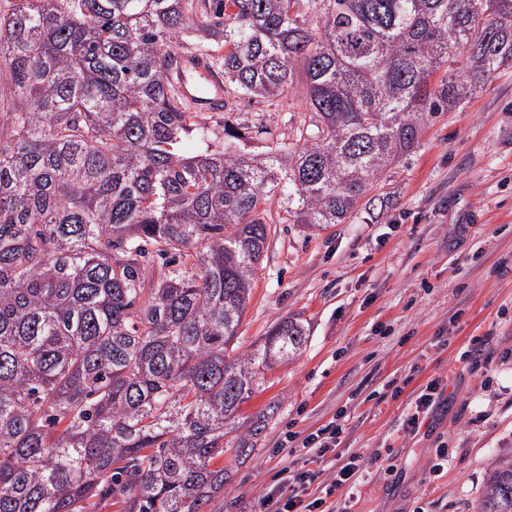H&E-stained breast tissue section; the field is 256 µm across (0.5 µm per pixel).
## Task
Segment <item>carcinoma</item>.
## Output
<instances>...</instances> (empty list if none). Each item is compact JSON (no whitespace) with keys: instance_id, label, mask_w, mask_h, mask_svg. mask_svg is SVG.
I'll return each instance as SVG.
<instances>
[{"instance_id":"carcinoma-1","label":"carcinoma","mask_w":512,"mask_h":512,"mask_svg":"<svg viewBox=\"0 0 512 512\" xmlns=\"http://www.w3.org/2000/svg\"><path fill=\"white\" fill-rule=\"evenodd\" d=\"M188 30L235 99L292 101L301 65L292 142L197 119L170 80ZM503 66L512 0H3L0 512H204L224 438L249 455L276 409L243 431L242 404L310 336L288 316L237 354L268 195L309 228L378 208ZM477 512H512V452Z\"/></svg>"}]
</instances>
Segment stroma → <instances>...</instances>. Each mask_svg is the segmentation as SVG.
I'll return each instance as SVG.
<instances>
[{
  "label": "stroma",
  "instance_id": "stroma-1",
  "mask_svg": "<svg viewBox=\"0 0 512 512\" xmlns=\"http://www.w3.org/2000/svg\"><path fill=\"white\" fill-rule=\"evenodd\" d=\"M233 117L284 142L302 114L241 98ZM383 192L385 207L323 229L284 223L268 198L274 223L238 351L291 315L310 337L242 405L246 418L277 410L248 457L225 454L213 512L257 506L283 467L302 466L303 439L335 418L336 455L364 466L357 492L333 494L338 512H476L493 460L512 448V68L432 116ZM484 344L479 372L464 353ZM438 377V405L408 433L411 402Z\"/></svg>",
  "mask_w": 512,
  "mask_h": 512
}]
</instances>
